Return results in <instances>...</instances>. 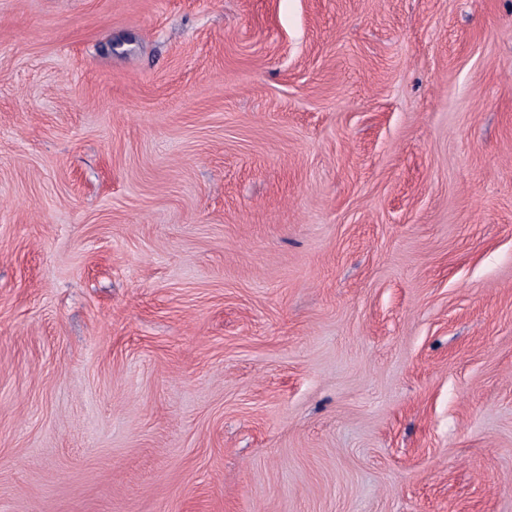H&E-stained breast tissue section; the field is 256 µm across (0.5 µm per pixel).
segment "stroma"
<instances>
[{
  "label": "stroma",
  "mask_w": 512,
  "mask_h": 512,
  "mask_svg": "<svg viewBox=\"0 0 512 512\" xmlns=\"http://www.w3.org/2000/svg\"><path fill=\"white\" fill-rule=\"evenodd\" d=\"M0 512H512V0H0Z\"/></svg>",
  "instance_id": "stroma-1"
}]
</instances>
